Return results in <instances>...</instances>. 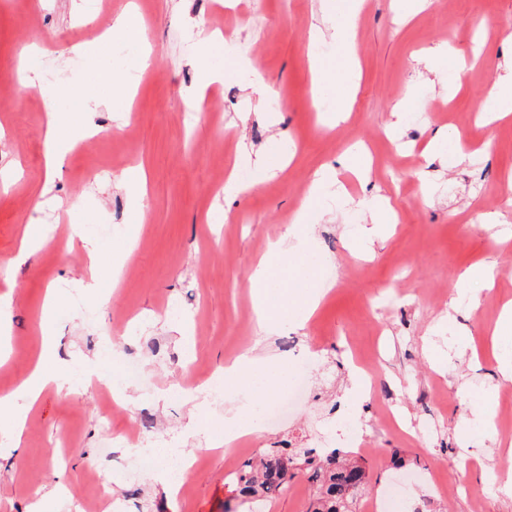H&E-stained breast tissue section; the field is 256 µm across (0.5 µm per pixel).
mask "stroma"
<instances>
[{"label": "stroma", "instance_id": "obj_1", "mask_svg": "<svg viewBox=\"0 0 512 512\" xmlns=\"http://www.w3.org/2000/svg\"><path fill=\"white\" fill-rule=\"evenodd\" d=\"M153 50L146 73L130 77L109 68L111 45L92 59L64 50L98 41L106 22L127 0H99L89 16L85 0H0V77L24 45L39 44L56 85L99 94L102 134L84 141L47 181L43 142L46 106L24 82L0 91V296L9 295V356L0 362V396L14 392L38 360L45 336L55 358L71 367L94 363L106 371L103 349L142 372L133 407L107 410L93 387L45 389L26 411L20 447L0 439V512H100L98 487L112 485V512H307L313 486L305 473L289 478L275 498L240 496L236 472L271 442L339 450L365 467L367 485L358 512H368L398 479L406 483L396 512H512V495L490 481L500 467L492 441L458 433L476 418L477 402L503 381L489 332L512 302V122L474 121L476 106L512 59V0H427L404 20L405 0H367L357 28L359 67L349 78L355 101L343 117L320 106L307 55L334 49L331 36L313 41L322 25L321 0H134ZM204 33L234 34L229 51L211 64L225 71L209 89L207 110L189 116L186 97L199 69L190 23ZM451 44L477 58L459 91L447 76L423 66L434 47ZM259 65L273 92L258 97L233 68L238 59ZM109 68L111 84L97 74ZM135 82V122L119 125L115 87ZM414 103L400 128L393 106L405 94ZM473 147L469 160L421 152L435 131ZM277 145L289 154L284 170L271 171L259 188L236 195L212 186L243 162L245 153ZM339 172L355 203L314 222L308 249L331 273L327 300L304 328H279L260 355L293 362L302 357L310 391L300 408L249 436L242 447L215 449L233 397L208 404V434L192 432V405L184 391L208 388L225 364L255 338L246 278L268 246L285 233L311 176L321 166ZM141 166L148 175L147 216L138 222L122 177ZM390 197L400 222L374 245L359 250L355 237L371 216L360 201ZM224 223H215L218 215ZM43 224L49 241L20 251L28 219ZM112 224L123 235L94 233L99 262L85 249L68 248L69 227ZM493 264L494 280L479 286L481 304L451 306L468 267ZM80 289L85 309L69 296L53 312L47 290ZM454 319L439 324L445 313ZM431 336L438 363L422 349ZM474 343L477 361L459 354ZM369 366L374 388L353 399L348 391L356 363ZM149 415L152 469L116 478L127 454L105 453L107 436L122 437ZM111 434H104V427ZM177 440L198 467L187 489H166L163 447ZM467 469H460L461 458ZM402 468H395V460ZM458 485L445 497L448 482Z\"/></svg>", "mask_w": 512, "mask_h": 512}]
</instances>
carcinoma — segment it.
<instances>
[{
    "label": "carcinoma",
    "mask_w": 512,
    "mask_h": 512,
    "mask_svg": "<svg viewBox=\"0 0 512 512\" xmlns=\"http://www.w3.org/2000/svg\"><path fill=\"white\" fill-rule=\"evenodd\" d=\"M303 464L315 485L308 512H355L356 495L365 480V468L336 452L321 457L314 448H292L279 442L256 462H247L238 474L242 496L266 500L276 496L288 480L290 469Z\"/></svg>",
    "instance_id": "obj_1"
}]
</instances>
